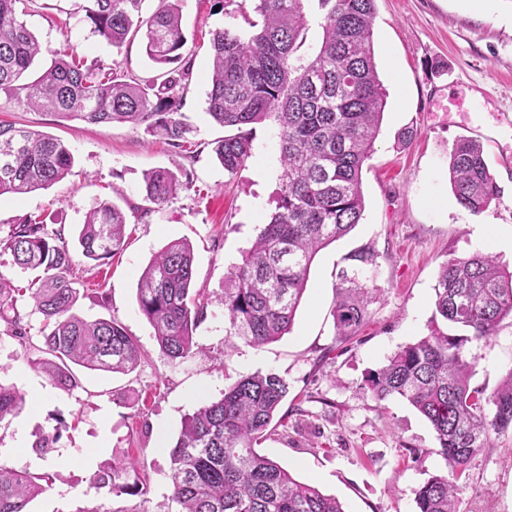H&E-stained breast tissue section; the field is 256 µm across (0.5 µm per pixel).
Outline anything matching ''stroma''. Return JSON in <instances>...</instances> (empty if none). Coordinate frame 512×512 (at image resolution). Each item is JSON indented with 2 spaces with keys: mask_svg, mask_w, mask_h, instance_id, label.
I'll return each instance as SVG.
<instances>
[{
  "mask_svg": "<svg viewBox=\"0 0 512 512\" xmlns=\"http://www.w3.org/2000/svg\"><path fill=\"white\" fill-rule=\"evenodd\" d=\"M21 19L43 48L72 49L91 68L126 77L153 75L141 39L122 47L94 31L84 0H25ZM183 53L191 79L178 89L179 118L189 129L184 148L143 128L98 126L20 107L0 91V121L62 139L74 155L65 180L23 197L0 196V237L26 216L63 228L86 294L77 310L88 319L115 318L135 336L145 359L129 374L77 368L80 386L55 387L29 360L41 346L43 322L28 317L29 344L5 334L0 322V381L26 399L18 415L0 422V460L16 469H44L53 486L27 512H170L169 459L184 417L218 400L241 377L274 372L290 393L277 415L283 424L259 450L293 476L340 500L346 512H416L414 491L441 471L436 434L407 402L374 401L362 390L366 374L429 332L438 273L448 256L492 255L512 270V0H376L374 49L387 105L374 152L362 174L365 210L359 224L315 257L291 331L255 349L224 350V310L215 305L197 329L194 354L174 366L136 303L141 271L171 241L194 249V286L210 296L254 243L274 209L280 173L272 122L253 130L251 158L229 175L213 152L228 130L206 112L210 40L215 30L249 32L252 0H181ZM407 128L410 143L398 137ZM480 141L499 195L478 214L455 200L449 153L460 137ZM154 169L189 173L191 189L163 207L146 201L143 176ZM109 201L127 217L128 245L99 265L86 261L77 236L87 212ZM376 256L365 267L375 298L359 335L336 339L333 309L337 274L354 254ZM105 297H98V290ZM471 383L493 391L512 370V318L489 341L467 345ZM60 427L56 452L39 456L37 434ZM94 461H87V454ZM141 455L150 486L144 496H114L91 478L114 459ZM463 512H512V432L492 436L470 462Z\"/></svg>",
  "mask_w": 512,
  "mask_h": 512,
  "instance_id": "1",
  "label": "stroma"
}]
</instances>
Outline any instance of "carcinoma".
Here are the masks:
<instances>
[{
    "label": "carcinoma",
    "instance_id": "cac0c4a2",
    "mask_svg": "<svg viewBox=\"0 0 512 512\" xmlns=\"http://www.w3.org/2000/svg\"><path fill=\"white\" fill-rule=\"evenodd\" d=\"M18 2L0 0V90L21 106L61 119L129 123L161 135L174 148L184 147L187 129L176 118L180 98L174 90L188 79L191 61L182 53L180 0H159L148 17L142 14L144 0H85L86 17L112 46L141 35L158 74L130 82L86 67L65 49L52 52L49 65H39L42 48L19 19ZM309 2L255 0L262 22L250 24L253 32L222 28L211 42L207 113L234 130L216 147L224 171L235 174L252 156L253 126L271 121L278 130L275 211L242 263L225 276L220 297L227 341L254 348L290 331L315 256L360 223L363 167L386 107L373 47L375 0H317L321 44L305 58L300 50L310 25ZM73 164L60 139L0 122V195L49 186L67 177ZM449 182L457 203L472 213L485 210L498 194L483 147L471 138L454 143ZM191 186L187 172L181 180L156 169L144 179L145 197L158 207ZM125 226V214L113 203L90 209L78 235L82 256L99 263L113 258L124 250ZM0 253L35 274L28 288L0 277V320L7 335L27 344L28 313L19 305L24 297L43 317L42 356L30 361L33 368L71 389L80 385L73 364L112 374L138 367L139 342L121 323L77 313L80 289L64 227L50 231L27 217L0 237ZM193 267L192 245L172 241L142 270L137 284L138 310L174 365L194 354L195 332L212 305L209 296L194 290ZM339 279L333 317L337 337L348 341L367 320L372 289L346 271ZM434 291L436 314L447 328L431 321L427 335L370 371L362 389L378 402L407 401L436 434L445 470L415 490L416 512H459L472 458L488 447L491 435L512 430V369L488 394L471 385L473 363L465 352L467 344L489 340L500 321L512 316V272L483 253L450 257ZM288 391L286 378L257 372L185 417L168 453L169 500L176 512H345L336 497L298 481L255 448ZM24 404L15 387L0 382V422ZM60 438L57 427L42 432L35 450L53 453ZM92 481L118 496H144L145 459L116 460ZM53 483L47 470H17L0 460V512H25Z\"/></svg>",
    "mask_w": 512,
    "mask_h": 512
}]
</instances>
